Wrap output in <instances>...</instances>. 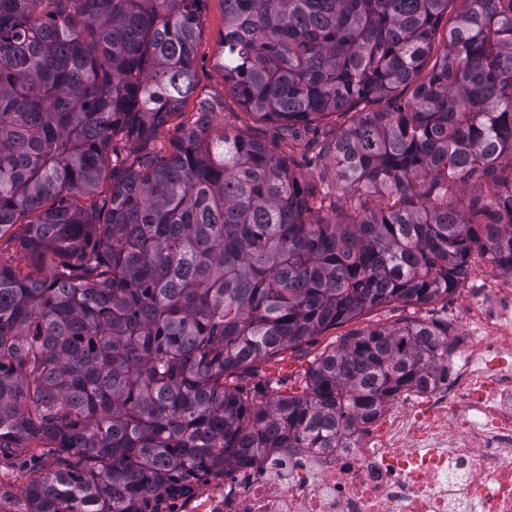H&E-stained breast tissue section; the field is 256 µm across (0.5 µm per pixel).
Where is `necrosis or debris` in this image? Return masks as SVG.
<instances>
[{
  "mask_svg": "<svg viewBox=\"0 0 512 512\" xmlns=\"http://www.w3.org/2000/svg\"><path fill=\"white\" fill-rule=\"evenodd\" d=\"M470 305L428 418L387 409L342 448L270 451L146 497L139 512H512V281Z\"/></svg>",
  "mask_w": 512,
  "mask_h": 512,
  "instance_id": "1",
  "label": "necrosis or debris"
}]
</instances>
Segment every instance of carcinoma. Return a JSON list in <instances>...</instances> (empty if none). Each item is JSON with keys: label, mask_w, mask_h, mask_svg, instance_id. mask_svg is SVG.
<instances>
[{"label": "carcinoma", "mask_w": 512, "mask_h": 512, "mask_svg": "<svg viewBox=\"0 0 512 512\" xmlns=\"http://www.w3.org/2000/svg\"><path fill=\"white\" fill-rule=\"evenodd\" d=\"M203 2L0 0V239L40 262L0 253V459L34 474L0 512H133L268 448H340L439 383L448 324L357 329L301 393L264 364L448 296L475 253L512 274V0H220L225 95L298 142L350 116L316 181L210 133ZM191 98L169 156L126 164Z\"/></svg>", "instance_id": "obj_1"}]
</instances>
